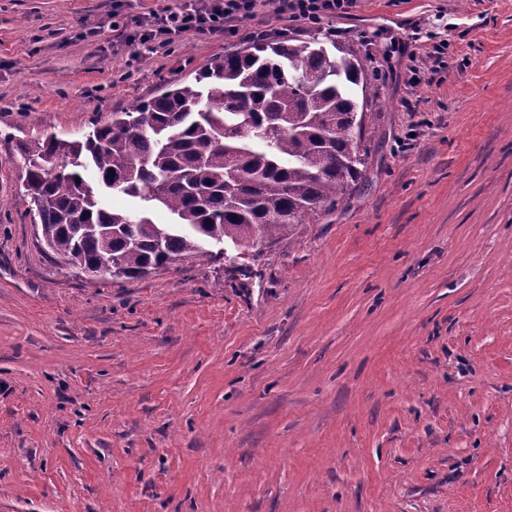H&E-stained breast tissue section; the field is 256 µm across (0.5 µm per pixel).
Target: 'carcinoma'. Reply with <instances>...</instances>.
Returning <instances> with one entry per match:
<instances>
[{"mask_svg": "<svg viewBox=\"0 0 512 512\" xmlns=\"http://www.w3.org/2000/svg\"><path fill=\"white\" fill-rule=\"evenodd\" d=\"M312 38L252 40L213 58L196 85L170 81L80 139L23 140L25 196L47 249L112 280L215 259L208 243L273 244L364 177L368 98L357 53ZM134 210L108 208L103 194ZM161 208L168 226L151 219Z\"/></svg>", "mask_w": 512, "mask_h": 512, "instance_id": "1", "label": "carcinoma"}]
</instances>
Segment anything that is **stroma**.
<instances>
[{"label": "stroma", "mask_w": 512, "mask_h": 512, "mask_svg": "<svg viewBox=\"0 0 512 512\" xmlns=\"http://www.w3.org/2000/svg\"><path fill=\"white\" fill-rule=\"evenodd\" d=\"M166 4L0 0V512H512V0L270 19L357 52L364 186L275 245L89 278L41 245L17 145L194 84L257 27L113 43V14Z\"/></svg>", "instance_id": "1"}]
</instances>
